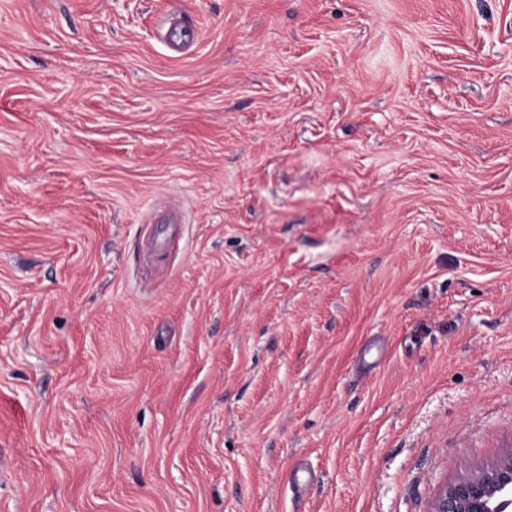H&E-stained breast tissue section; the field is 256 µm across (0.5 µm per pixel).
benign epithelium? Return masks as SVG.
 Here are the masks:
<instances>
[{
	"label": "benign epithelium",
	"mask_w": 512,
	"mask_h": 512,
	"mask_svg": "<svg viewBox=\"0 0 512 512\" xmlns=\"http://www.w3.org/2000/svg\"><path fill=\"white\" fill-rule=\"evenodd\" d=\"M430 512H512V448L445 484Z\"/></svg>",
	"instance_id": "benign-epithelium-1"
}]
</instances>
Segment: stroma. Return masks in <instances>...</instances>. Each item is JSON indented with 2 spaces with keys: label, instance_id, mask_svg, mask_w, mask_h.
Segmentation results:
<instances>
[{
  "label": "stroma",
  "instance_id": "35a3bbf8",
  "mask_svg": "<svg viewBox=\"0 0 512 512\" xmlns=\"http://www.w3.org/2000/svg\"><path fill=\"white\" fill-rule=\"evenodd\" d=\"M509 446L512 0H0V512H429ZM197 27L178 18H168L161 29V39L174 52L179 53L184 46L196 39Z\"/></svg>",
  "mask_w": 512,
  "mask_h": 512
}]
</instances>
